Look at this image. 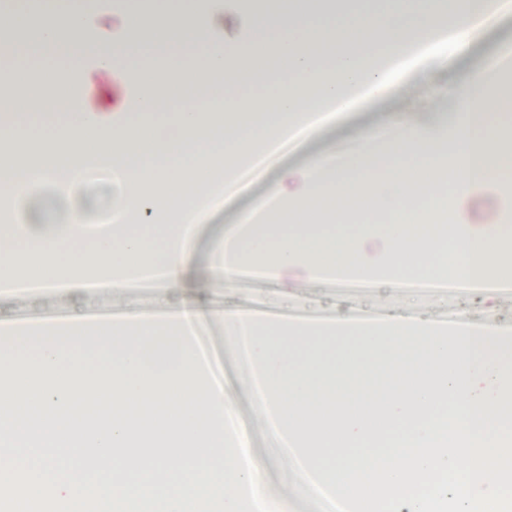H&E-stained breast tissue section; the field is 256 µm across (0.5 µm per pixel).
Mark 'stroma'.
<instances>
[{
	"mask_svg": "<svg viewBox=\"0 0 512 512\" xmlns=\"http://www.w3.org/2000/svg\"><path fill=\"white\" fill-rule=\"evenodd\" d=\"M512 52V10L499 11L491 27L467 50H449L446 63L425 67L402 81L394 92L374 106L347 113L343 121L323 126L303 148L284 153L249 190L215 209L205 223L192 228L193 244L186 273L174 280L142 288H92L75 292L54 290L0 291V332L24 327L61 328L76 316L111 315L114 321L132 318H165L182 306L196 310L192 327L208 360L222 371L224 399L242 420L253 457L265 464L264 490L292 500L296 512H317L314 502L300 494L299 481L274 437L259 406L253 378L246 368L235 329L221 317L233 309L259 315L272 329L289 324H320L345 320L358 324L385 325L399 320L422 323L433 330L466 320L472 328L493 327L512 336V287L460 291L453 287L414 285L396 288L378 278L363 287L343 290L335 281L311 275L305 260L279 267L271 275L244 274L222 281L216 274V250L226 233L280 183L299 184L313 163L348 142L374 138L383 128L402 135L412 128L432 129L451 120L455 89L468 72ZM103 172L89 168L68 191L53 186L38 202L18 206L13 221L31 220L43 227L56 222L59 212L73 203L105 201L116 193ZM456 221L491 224L512 220V197L494 182L475 184L458 200Z\"/></svg>",
	"mask_w": 512,
	"mask_h": 512,
	"instance_id": "1",
	"label": "stroma"
}]
</instances>
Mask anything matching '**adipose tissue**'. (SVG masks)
Segmentation results:
<instances>
[{
  "label": "adipose tissue",
  "mask_w": 512,
  "mask_h": 512,
  "mask_svg": "<svg viewBox=\"0 0 512 512\" xmlns=\"http://www.w3.org/2000/svg\"><path fill=\"white\" fill-rule=\"evenodd\" d=\"M262 0H240L250 20L251 41L226 40L216 26L218 0H121L104 13L99 0H29L0 8V52L47 53L112 77L113 55L134 56L153 44L155 17L177 16L183 36L170 53L179 66L155 59L137 70L142 89L121 95L124 122L102 123L88 102L86 82L53 81L43 102L67 122L38 135L0 131V204L11 207L42 186L79 174L86 160L121 168L130 187L115 207L126 220L101 237L86 238L90 208L70 207L60 223L24 250L26 225H0V282L40 288H121L148 271L182 275L189 232L204 213L244 188L241 173L273 147L299 144L320 124L334 119L338 103L375 100L418 64H438L448 49L480 32L482 0H456L454 12L442 0H388L384 12L355 11L326 26L314 25L305 7L283 17L264 11ZM40 14L66 15L64 24L33 28ZM501 68L473 69L459 85L451 126L409 130L373 148L337 154L314 165L293 193L271 191L246 214L245 225L227 237L216 272L232 279L244 272L270 273V257L281 264L307 260L318 277L367 279L374 270L362 246L385 243L394 257L389 275L400 285L417 273L460 288L512 284V225L484 229L453 221L454 200L474 184L495 179L512 190V150L497 133L512 113L492 95ZM263 76L265 94L243 95L221 104L193 107L212 81L236 86ZM459 151L448 154L445 142ZM480 142L472 151V142ZM381 206L376 224L347 221L337 199L363 195ZM311 196L331 204L330 218L282 224L287 199ZM86 238L77 254L68 241Z\"/></svg>",
  "instance_id": "adipose-tissue-1"
}]
</instances>
